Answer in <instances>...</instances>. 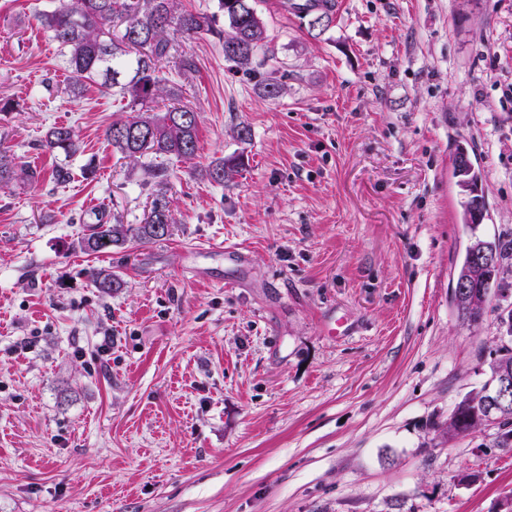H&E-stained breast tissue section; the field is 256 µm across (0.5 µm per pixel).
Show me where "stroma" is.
I'll return each mask as SVG.
<instances>
[{"instance_id": "35a3bbf8", "label": "stroma", "mask_w": 512, "mask_h": 512, "mask_svg": "<svg viewBox=\"0 0 512 512\" xmlns=\"http://www.w3.org/2000/svg\"><path fill=\"white\" fill-rule=\"evenodd\" d=\"M342 2L315 37L256 0L288 74L275 99L218 38L177 40L195 68L161 74L197 152L160 187L152 154L105 136L120 97L66 93L48 0H0V99L18 104L0 146L43 174L0 191V512H498L512 495V451L442 431L496 349V301L471 327L449 294L471 235L512 230V0ZM57 124L81 146L64 187L39 147ZM459 142L483 175L475 230ZM235 155L231 182L203 177ZM160 189L169 237L79 251L98 212L142 223ZM223 242L241 258L211 255ZM108 267L124 286L106 295L91 273Z\"/></svg>"}]
</instances>
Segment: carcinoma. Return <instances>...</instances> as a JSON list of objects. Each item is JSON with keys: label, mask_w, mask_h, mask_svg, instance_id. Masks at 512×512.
Instances as JSON below:
<instances>
[{"label": "carcinoma", "mask_w": 512, "mask_h": 512, "mask_svg": "<svg viewBox=\"0 0 512 512\" xmlns=\"http://www.w3.org/2000/svg\"><path fill=\"white\" fill-rule=\"evenodd\" d=\"M52 7L37 15L40 26L50 33L60 47L70 69L69 91L77 96L89 83L112 88L126 100L129 115L109 126L107 137L124 157L135 160L146 150L153 151L162 161L154 164L152 178L166 180L170 176L169 160H190L197 146L198 116L193 109L172 106L161 113L153 112L151 104L165 91L159 65L175 50V39H195L212 35L224 49V60L238 68L251 71L270 60L266 25L258 14L254 0H218V10L224 15L226 29L218 28L217 16L211 17L185 9L182 0H51ZM300 17L322 16L319 25L325 31L334 21V0H319L302 4ZM286 74L273 69L262 85V92L277 98L287 92ZM41 147L66 156L79 149L77 134L69 125L51 127ZM244 166L241 158L221 157L205 169L209 180L222 184L233 178ZM454 177L460 192L467 197L462 223L476 229L484 219L481 195L482 173L469 159L468 150L457 148ZM40 171L20 165L7 148H0V188L15 183H37ZM176 223L169 201L162 193L153 195L149 214L142 224L107 223L105 215L87 227L77 242L80 250L106 253L131 240L151 242L171 235ZM492 253L497 263L512 261V233L504 231L493 238L472 234L464 256L455 270L453 280L472 278L473 257L481 251ZM95 286L105 294L122 287V279L106 270L92 274ZM479 287L485 292L495 288L499 300H512V286L501 282L497 270L486 273ZM459 319L468 325L479 324L486 307L460 293L450 295ZM505 315L498 321V346L488 365L489 380L494 376L512 381V307H504ZM486 396L466 394L453 408L443 432L453 435L458 426H474V410L481 409Z\"/></svg>", "instance_id": "1"}]
</instances>
